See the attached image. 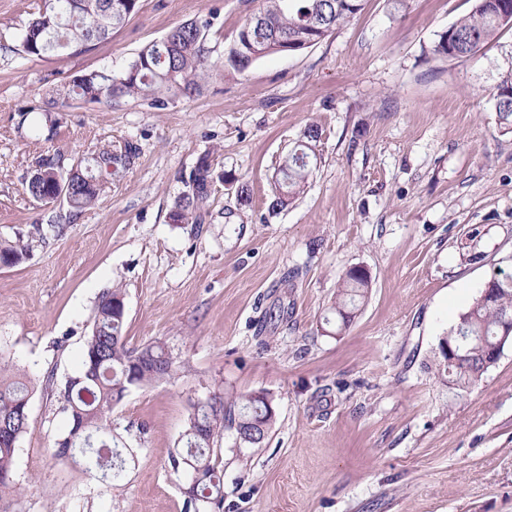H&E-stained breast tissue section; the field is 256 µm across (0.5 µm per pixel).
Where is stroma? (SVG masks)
<instances>
[{
  "label": "stroma",
  "mask_w": 512,
  "mask_h": 512,
  "mask_svg": "<svg viewBox=\"0 0 512 512\" xmlns=\"http://www.w3.org/2000/svg\"><path fill=\"white\" fill-rule=\"evenodd\" d=\"M41 0H0V367L30 388L0 512H190L170 459L195 403L266 392L261 449L225 431L223 512H512V345L466 392L434 354L493 275L512 276V132L496 112L512 30L475 54H435L472 0H362L299 54H272L162 112L129 99L35 110L72 77L120 69L170 28L217 9L229 43L262 0H141L80 55L11 48ZM323 131L306 191L269 212L273 177L309 124ZM139 158L63 226L24 184L39 158L89 165L108 142ZM215 177L206 220L168 215L199 158ZM247 194H240V187ZM372 288L345 329L341 276ZM125 292L128 347L160 343L175 374L128 391L112 431L134 462L109 490L55 455L58 390L80 369L101 295Z\"/></svg>",
  "instance_id": "1"
}]
</instances>
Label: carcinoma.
Listing matches in <instances>:
<instances>
[{"instance_id":"cac0c4a2","label":"carcinoma","mask_w":512,"mask_h":512,"mask_svg":"<svg viewBox=\"0 0 512 512\" xmlns=\"http://www.w3.org/2000/svg\"><path fill=\"white\" fill-rule=\"evenodd\" d=\"M140 0H44L29 20L12 52L24 58L77 55L110 39L139 10ZM361 10V0H264L259 11L244 19L231 43L223 49L211 42L214 12L173 27L159 40L143 47L118 70L93 71L73 77L56 90L62 102L85 103L141 99L157 111L168 108L172 98H190L208 80L227 73L242 75L256 60L276 53L298 54L325 38ZM512 29V0H474L471 12L440 35L434 51L456 57L474 54ZM500 125L512 131V72L503 76L496 98ZM321 132L308 126L302 139L279 166L269 209L285 207L304 193L314 174L317 143ZM139 147L131 141L115 142L100 151L94 161L99 175L80 171L71 177L66 194V220L93 207L106 192L109 180L120 178L138 158ZM60 158L46 156L35 162L37 176L25 182V191L39 200L56 194L62 167ZM185 191L169 212L175 224H200L207 213L213 175L202 158L181 177ZM23 245L0 240V260L17 266L26 258ZM371 281L346 273L336 292L334 310L343 325L355 317L366 298ZM495 297L484 303L476 299L449 331L450 336H468L464 357L450 364L442 352L435 353L438 373L462 390L486 372L485 352L501 336L502 313L512 311V277L498 279ZM122 289L102 295L87 337L81 368L69 377L59 392V412L68 421L71 443L57 446L56 456L72 460L93 474L105 488L112 487L126 468L127 459L112 434V406L133 387L148 386L171 376L174 362L160 345L129 349L123 338L126 309ZM275 418L273 399L252 393L226 397L215 393L194 406L182 435V451L173 457V468L189 477L185 496L189 504L224 507V469L214 450L224 429L251 448H260ZM0 425L7 435L0 440V498L13 492L16 445L29 427V388L21 379L0 369Z\"/></svg>"}]
</instances>
